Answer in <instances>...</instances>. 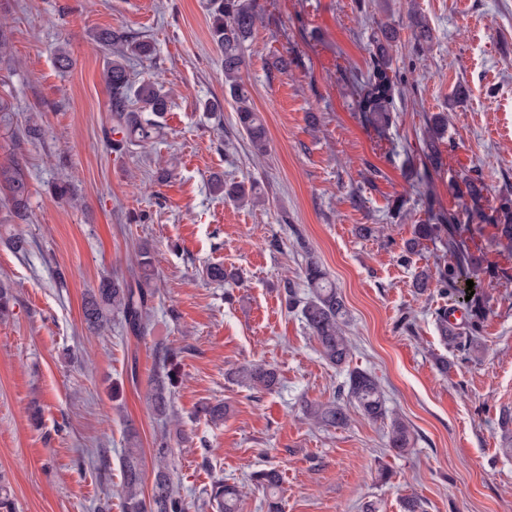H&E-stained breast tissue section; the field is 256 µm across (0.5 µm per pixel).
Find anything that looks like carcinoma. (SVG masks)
<instances>
[{
  "label": "carcinoma",
  "instance_id": "1",
  "mask_svg": "<svg viewBox=\"0 0 512 512\" xmlns=\"http://www.w3.org/2000/svg\"><path fill=\"white\" fill-rule=\"evenodd\" d=\"M259 12L256 0H211L209 32L212 42L224 55V87L235 106L238 131L248 139L256 155L267 152L268 136L266 127L255 111L252 97L242 81L241 70L245 60L243 46L255 29ZM416 27V49H428L431 41L430 30L418 18H413ZM397 32L390 26L378 28L373 35L375 52L368 65L365 79L356 82L359 112L373 127L384 131L395 123L393 104L400 92L401 78L392 69L391 49L396 42ZM102 48H117L116 56L104 70L103 78L111 92L110 110L112 126L105 136L112 149L123 151L129 146L146 143L153 138L154 124L142 118V113L151 112L157 116L168 111L170 91L165 89L159 78L144 79L136 85L130 78L126 59L138 57L149 59L154 47L147 40L126 36L120 30H103L96 36ZM448 119L440 114L432 116L421 137V167L413 170L416 184L423 185L430 179V169L442 165L438 149L444 137ZM15 141L34 143L45 136L43 126L32 121L13 131ZM216 191L240 206L255 204L260 200V191L254 183L245 186L243 182L227 183L218 180ZM0 191L5 194L9 209V220L28 222L31 217L29 202L30 184L16 162L0 164ZM463 208L457 213H439L432 217L433 223L416 224L412 238L404 244L400 259L406 262L410 256L419 253L426 241L440 243L453 257V262L420 270L413 281V287L420 292L432 286L439 288L441 296L448 297L450 305H461L466 316L457 325L448 326V308L441 307L435 312V322L441 340L459 351L463 359L477 361L483 353L480 331L488 312L480 275L484 273L482 260L470 249L466 232L469 225L462 223V217L469 216ZM497 235L494 245L512 251V204L505 202L500 214L489 218ZM307 293L301 296L292 286L285 288L287 307L298 311L301 321L318 344L319 353L329 364L342 366L349 362L352 342L346 335L349 315L342 293L332 280L328 270L313 257H308L303 268ZM474 282L468 288L466 281ZM470 300H465L466 296ZM155 296L153 267L150 252L142 248L138 252L133 274L125 278L114 275L104 277L97 287L90 289L83 300V323L90 331H102L114 321L134 336L143 335L149 326L151 302ZM174 356L164 358L162 372L157 374L148 393L151 411L162 418L170 409L171 387L175 381ZM240 384L265 392L274 391L279 385L277 370L262 363H249L236 371ZM358 408L367 418L378 421L387 418L386 400L378 378L369 371L354 368L349 371L344 385L336 396L327 402H308L304 414L314 424L324 428L343 427L348 421L349 406ZM389 447L399 453L414 444V434L406 421L394 415L390 417L388 430ZM174 450L166 434L155 439L151 462L154 480L150 494H145V451L141 448L135 430L126 438V448L121 455L122 477L113 489L121 502L123 512H186V503L174 479ZM251 481L261 488L267 498L268 512H279L281 505L277 492L280 486L278 471L261 470L251 475ZM240 491L234 484L222 479L212 482L207 493L206 504L215 512H237Z\"/></svg>",
  "mask_w": 512,
  "mask_h": 512
}]
</instances>
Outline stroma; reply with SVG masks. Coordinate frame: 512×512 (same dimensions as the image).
<instances>
[{"label":"stroma","mask_w":512,"mask_h":512,"mask_svg":"<svg viewBox=\"0 0 512 512\" xmlns=\"http://www.w3.org/2000/svg\"><path fill=\"white\" fill-rule=\"evenodd\" d=\"M210 0H0L10 29L0 63V97L12 124L39 120L43 141L13 146L0 138V163L15 159L31 188L32 221L10 224L0 211V281L14 296L0 321V474L16 512H122L119 483L124 430L144 450L168 432L188 512L203 507L214 479L242 486L238 512H267L250 480L282 476L283 512H403L415 496L425 512H512V454L502 450L503 408H512V253L496 249L485 221L512 199V0H259L260 20L244 46L242 77L267 128L255 156L225 98L224 58L209 34ZM428 25L430 51L415 50L412 17ZM397 29L393 66L402 78L395 124L380 132L358 110L352 72L366 73L379 26ZM112 28L153 41L151 65L127 62L134 81L147 68L171 91L153 139L113 151L103 72L112 58L95 32ZM69 43L63 73L54 50ZM285 58V70L273 68ZM466 90L455 97L456 87ZM441 113L448 131L441 169L411 186L419 139ZM480 174L472 241L490 273L481 360L462 361L439 338L436 288L415 294L424 267L447 262L425 242L409 265L397 256L429 211H456L464 175ZM257 182L264 201L240 207L213 192L210 179ZM74 186L58 199L54 183ZM408 200L392 216L397 197ZM375 233L359 237V225ZM29 241L25 255L5 243ZM152 252L157 294L149 330L118 324L89 332L86 290L128 272L141 245ZM314 256L330 272L350 312L352 367L371 371L390 409L410 425L405 453L387 443V426L350 410L341 428L304 418L347 373L323 360L284 282L303 287ZM219 263L226 281L207 277ZM175 353L172 406L178 423L147 405L164 352ZM447 357L440 373L436 360ZM275 366L280 388L259 393L230 373L247 362ZM228 406L223 424L201 404Z\"/></svg>","instance_id":"35a3bbf8"}]
</instances>
